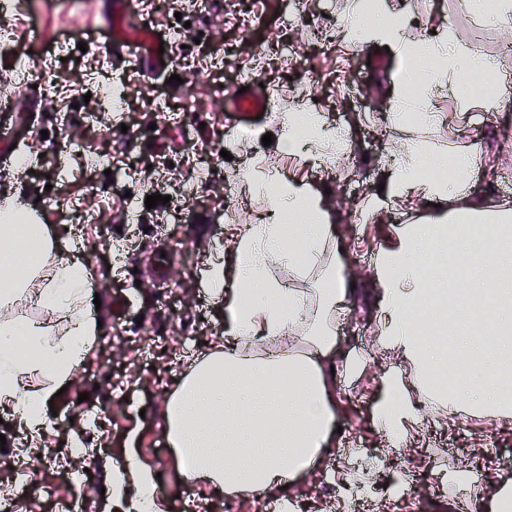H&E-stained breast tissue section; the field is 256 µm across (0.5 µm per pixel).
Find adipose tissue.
Segmentation results:
<instances>
[{
    "label": "adipose tissue",
    "instance_id": "ef3b65f1",
    "mask_svg": "<svg viewBox=\"0 0 512 512\" xmlns=\"http://www.w3.org/2000/svg\"><path fill=\"white\" fill-rule=\"evenodd\" d=\"M289 152L315 157L320 146H341L335 130L325 128L314 112L294 113L288 122ZM437 167L453 173V180L420 177L415 157H408L392 192L409 189L440 207L433 223L403 228L399 248L379 261L380 336L416 371L425 396L435 388L428 381L430 347L436 339L411 323L406 310L420 294L419 270L430 249L438 247V228L447 224L481 226L483 234L459 240L458 248L477 247L500 257L512 254V206L496 210L452 209L459 197L457 174L471 172L470 155L442 150ZM302 214L308 221L285 234L288 215ZM333 237L330 216L319 198L291 184L276 189L263 223L246 225L236 238L232 267L214 262L208 285L224 302V342L194 364L168 399L166 438L187 480L203 481L229 496L248 491L274 492L306 472L334 439V400L327 365L333 359L336 319L347 303V290L281 287L270 277L275 264L289 268L306 265L335 272L324 264ZM37 259L28 267L13 264L21 248ZM90 275L83 261L61 255V243L45 226L31 220L30 211L14 198L0 205V407L15 414L19 426L38 438L44 425L42 405L70 378L86 357L98 332L87 309ZM68 319L69 342L52 339L40 322L9 315L23 300ZM287 339L282 355L258 353V346ZM25 344L31 359H20L18 344ZM40 374L44 382L24 385L23 379ZM391 396L379 409L381 422L394 430L397 448L406 445L405 426L415 413L403 395L400 376H393ZM481 391L504 419H512V378L489 379L470 374L451 403L456 413L469 412L465 394ZM165 512L156 495L151 468L128 453L123 466L112 474L114 512Z\"/></svg>",
    "mask_w": 512,
    "mask_h": 512
}]
</instances>
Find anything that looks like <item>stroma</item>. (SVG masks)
I'll use <instances>...</instances> for the list:
<instances>
[{"label":"stroma","mask_w":512,"mask_h":512,"mask_svg":"<svg viewBox=\"0 0 512 512\" xmlns=\"http://www.w3.org/2000/svg\"><path fill=\"white\" fill-rule=\"evenodd\" d=\"M114 2L16 0L0 11V33L43 65L25 73L16 55L0 54V116L21 132L15 150L0 158V195L20 192L63 253L78 252L101 299L102 322L85 362L54 397L55 412L39 437L51 461L35 463L11 412L0 413V495L24 493V512H54L55 500L73 496L83 512H112V470L132 450L160 474L156 488L166 512H177L192 484L182 479L166 440L167 400L224 330V306L206 288V271L230 254L238 227L270 203L262 179L270 172L321 196L330 212V251L352 286L333 355L340 364L358 362L333 380L341 434L285 495L304 512H351L345 489L361 481L384 486L385 494L367 497L360 512L379 503L385 512H457L462 493L471 512H486L492 495L512 483V467L501 464L512 459V419L495 408L479 402L472 413L452 417L444 403L420 401L408 445L397 454L388 449L378 407L389 373L407 366L378 336L377 263L395 250L398 230L426 223L434 210L412 190L391 195L379 186L398 178L408 149L423 158L452 146L488 160L467 182L468 206L512 204V144L502 139L503 130H512V101L499 99L494 108L472 103L459 124L452 88L435 81L427 93L434 117L417 121L416 96L402 94L393 80L398 51L351 32L361 0H306L295 27L288 24L291 0H263L265 23L250 30L240 25L242 0H197L189 9L180 0H155L148 24L168 29L171 63L162 70L144 52L131 62L124 45L114 43ZM382 8L408 17L409 42L433 30L465 45L477 38L485 56L512 75L506 35L469 12L465 0H382ZM316 24L332 27V38L315 35ZM261 48L270 60L259 80L282 94L250 118L247 133L226 137L229 99L246 85L240 70ZM286 52L295 59L287 68L280 62ZM95 58L105 60L125 111H109L97 96L87 73ZM174 74L180 82H171ZM397 100L399 112L392 108ZM300 106L341 129L347 149L322 147L316 164L290 156L282 118ZM266 134L273 137L267 146ZM93 155L109 156L108 166H87ZM232 168L244 170V183L226 185ZM190 180L196 193L182 215L162 203L146 208L147 195L174 194ZM66 201L99 214V222L66 223ZM355 443L375 451L360 467L349 461ZM45 487L52 497L42 495Z\"/></svg>","instance_id":"35a3bbf8"}]
</instances>
